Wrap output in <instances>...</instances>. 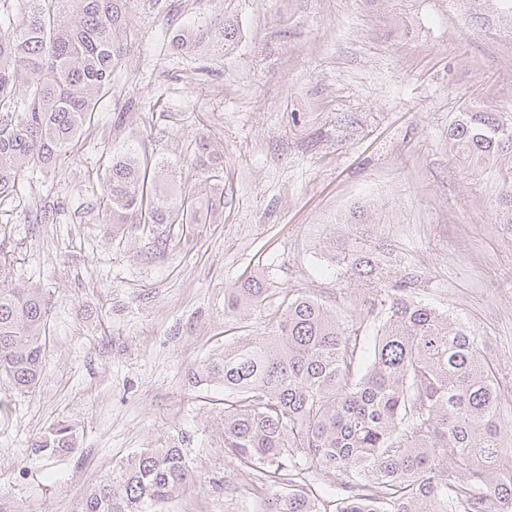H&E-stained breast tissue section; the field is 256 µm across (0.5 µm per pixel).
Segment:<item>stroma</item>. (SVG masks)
Returning a JSON list of instances; mask_svg holds the SVG:
<instances>
[{
  "instance_id": "obj_1",
  "label": "stroma",
  "mask_w": 512,
  "mask_h": 512,
  "mask_svg": "<svg viewBox=\"0 0 512 512\" xmlns=\"http://www.w3.org/2000/svg\"><path fill=\"white\" fill-rule=\"evenodd\" d=\"M241 39L218 56L172 54L169 33L201 0H135L133 45L62 175L0 204V276L52 297L45 371L25 395L0 377V512H77L86 492L146 448H181L197 482L167 512H260L255 474L224 456L223 387L191 371L236 336L274 327L285 292L349 316L367 293L328 268L315 238L371 205L423 302L452 308L512 364V226L495 171L448 153L467 105L512 113V13L501 0H233ZM224 160L210 224L104 225L100 185L133 143L177 161L171 193L199 185L188 146ZM259 269L261 310L224 299ZM69 451L34 457L57 422Z\"/></svg>"
}]
</instances>
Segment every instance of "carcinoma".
I'll list each match as a JSON object with an SVG mask.
<instances>
[{"instance_id":"cac0c4a2","label":"carcinoma","mask_w":512,"mask_h":512,"mask_svg":"<svg viewBox=\"0 0 512 512\" xmlns=\"http://www.w3.org/2000/svg\"><path fill=\"white\" fill-rule=\"evenodd\" d=\"M133 0H0V199L20 194L28 172L59 173L93 125L112 74L127 55ZM241 36L228 9L175 30L174 54H226ZM28 77L26 88L20 79ZM448 151L472 171L494 169L502 223L512 224V115L467 107L448 128ZM209 194L176 196L164 166L129 144L112 154L102 184L107 224H210L224 206L221 165L193 148ZM358 206L316 245L333 270L372 293L381 320L363 321L309 294L286 293L269 336H236L199 364L193 384L224 386V456L257 472L249 494L261 512H512V417L502 412L512 377L460 318L417 299L420 275L383 245ZM266 281L248 275L227 295L232 315L259 308ZM50 300L0 281V376L19 394L44 373ZM75 445L61 421L33 447ZM333 476L328 494L320 473ZM181 449L146 448L93 486L80 512H164L193 484Z\"/></svg>"}]
</instances>
